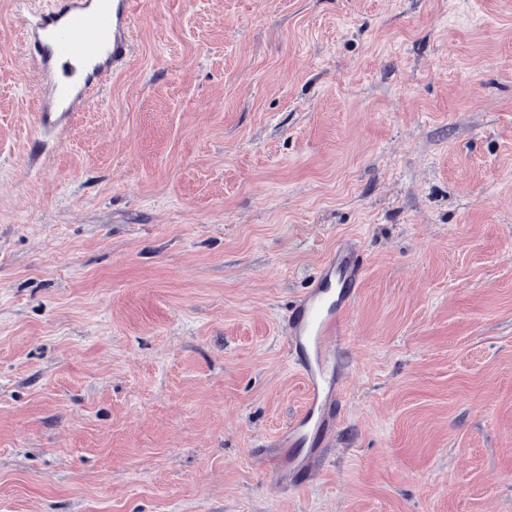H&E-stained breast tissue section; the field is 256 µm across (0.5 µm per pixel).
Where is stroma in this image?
Listing matches in <instances>:
<instances>
[{
    "label": "stroma",
    "mask_w": 512,
    "mask_h": 512,
    "mask_svg": "<svg viewBox=\"0 0 512 512\" xmlns=\"http://www.w3.org/2000/svg\"><path fill=\"white\" fill-rule=\"evenodd\" d=\"M0 0V512H512V0H141L36 138ZM364 253L343 422L283 333Z\"/></svg>",
    "instance_id": "1"
}]
</instances>
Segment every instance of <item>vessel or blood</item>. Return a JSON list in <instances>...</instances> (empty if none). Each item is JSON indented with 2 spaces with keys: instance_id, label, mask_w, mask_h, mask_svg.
Returning a JSON list of instances; mask_svg holds the SVG:
<instances>
[{
  "instance_id": "vessel-or-blood-1",
  "label": "vessel or blood",
  "mask_w": 512,
  "mask_h": 512,
  "mask_svg": "<svg viewBox=\"0 0 512 512\" xmlns=\"http://www.w3.org/2000/svg\"><path fill=\"white\" fill-rule=\"evenodd\" d=\"M138 5L139 0H51L26 21L22 38L47 87L38 110L40 135L62 132L98 85L131 65ZM363 276L354 244L338 240L293 309L286 336L306 397L276 442L277 467L298 466L296 449L328 436L336 424L344 387L336 352L348 334Z\"/></svg>"
}]
</instances>
